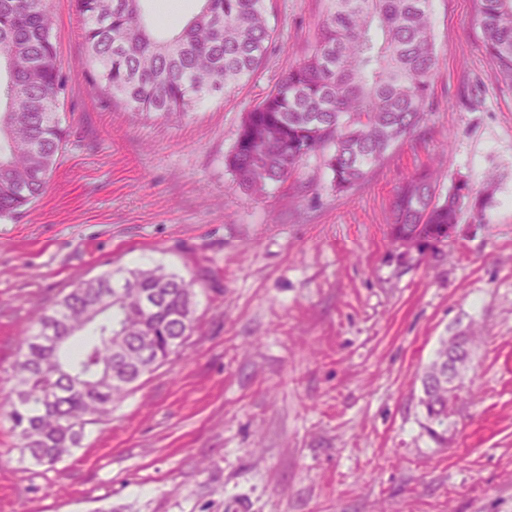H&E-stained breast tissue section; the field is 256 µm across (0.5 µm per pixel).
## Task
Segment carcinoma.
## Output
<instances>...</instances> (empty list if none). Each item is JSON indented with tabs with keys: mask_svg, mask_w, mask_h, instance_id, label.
Returning <instances> with one entry per match:
<instances>
[{
	"mask_svg": "<svg viewBox=\"0 0 512 512\" xmlns=\"http://www.w3.org/2000/svg\"><path fill=\"white\" fill-rule=\"evenodd\" d=\"M84 50L95 83L135 112L191 111L206 97L230 93L255 76L273 44L269 0H200L198 11L165 38L146 25L142 0H78ZM476 23L498 75L512 78V0H476ZM53 19L37 0H0V218L47 191L66 130L64 91ZM440 60L430 0H328L311 53L246 112L224 164L251 197L320 154L338 191L410 135L429 108ZM490 196L464 178L446 195L433 173L410 175L392 205V241L448 242L463 209L482 218ZM193 282L161 265L135 266L79 282L34 311L36 331L23 338L13 386L0 398L21 459L50 469L82 447L88 427L112 421L114 402L180 355L194 331ZM65 341L43 350L36 332ZM150 357L138 360L140 339ZM426 388V430L448 432V402L464 381ZM442 431H437V428Z\"/></svg>",
	"mask_w": 512,
	"mask_h": 512,
	"instance_id": "carcinoma-1",
	"label": "carcinoma"
}]
</instances>
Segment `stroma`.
Instances as JSON below:
<instances>
[{"label": "stroma", "instance_id": "1", "mask_svg": "<svg viewBox=\"0 0 512 512\" xmlns=\"http://www.w3.org/2000/svg\"><path fill=\"white\" fill-rule=\"evenodd\" d=\"M68 133L47 194L0 219V393L33 306L161 264L195 282L184 354L143 378L54 469L0 408V512H512V80L475 0H431L440 59L423 122L351 189L320 157L257 199L224 165L242 118L313 47L326 0H272L261 72L177 118L94 86L77 0H48ZM431 167L494 198L450 244L391 241L401 182ZM473 337L444 438L424 428L440 340Z\"/></svg>", "mask_w": 512, "mask_h": 512}]
</instances>
